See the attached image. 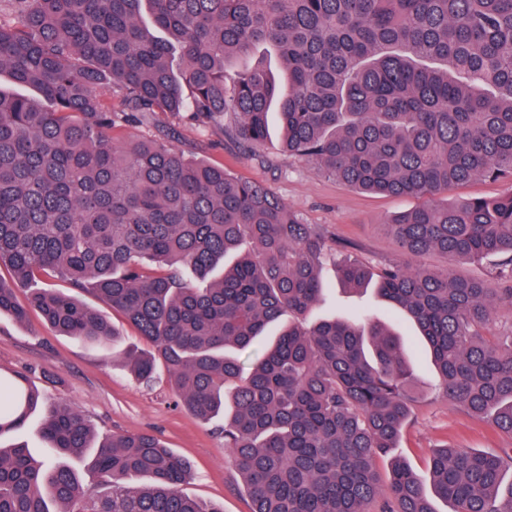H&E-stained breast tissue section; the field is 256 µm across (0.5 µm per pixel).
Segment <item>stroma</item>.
Returning <instances> with one entry per match:
<instances>
[{"label": "stroma", "instance_id": "1", "mask_svg": "<svg viewBox=\"0 0 512 512\" xmlns=\"http://www.w3.org/2000/svg\"><path fill=\"white\" fill-rule=\"evenodd\" d=\"M169 130L176 133V148L224 166L232 175L263 182L305 223L317 225L330 238L351 245L353 256L361 262L379 266L407 260L386 223L419 206L420 198L373 195L330 179L314 162L283 154L275 128L262 147L250 152L225 139L223 121L201 123L183 115L159 112L142 124L116 126L112 139L120 143ZM320 277L326 294L313 312L314 319L363 309L373 312L401 335L415 371L420 397L395 457L378 459L381 473H388L397 457L421 480H428L431 449L447 444L481 451L512 448V435L490 423L474 421L448 403L437 386L431 357L415 326L403 313L379 301L374 291L353 293L343 289L336 279L333 260L324 261ZM0 375L22 377L25 385L41 396L22 433L34 455L42 453L39 428L45 410L68 404L83 414L98 436L151 434L187 458L192 474L182 487L185 494L218 504L224 512H250L249 499L238 491L242 480L228 462L220 435L222 421L205 424L177 406L165 372H158L152 383L140 382L122 357L59 335L33 313L22 322L0 316Z\"/></svg>", "mask_w": 512, "mask_h": 512}]
</instances>
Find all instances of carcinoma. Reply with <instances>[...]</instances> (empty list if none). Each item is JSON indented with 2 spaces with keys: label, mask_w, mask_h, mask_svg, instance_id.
Returning <instances> with one entry per match:
<instances>
[{
  "label": "carcinoma",
  "mask_w": 512,
  "mask_h": 512,
  "mask_svg": "<svg viewBox=\"0 0 512 512\" xmlns=\"http://www.w3.org/2000/svg\"><path fill=\"white\" fill-rule=\"evenodd\" d=\"M260 46L284 62L287 89L246 61ZM232 59L244 63L229 88ZM2 72L40 100L0 92V315L35 312L106 348L116 333L98 311L43 280L111 304L152 347L126 353L134 375L149 383L160 362L183 408L224 420L252 512H436L403 462L386 478L376 468L409 418L412 367L370 312L308 322L332 251L320 227L166 134L114 143L121 122L225 116V136L252 150L276 101L283 152L368 193L427 198L387 224L399 250L496 257L499 287L349 256L338 277L375 282L427 343L448 403L512 435V324L496 328L500 309L512 315V193L435 201L512 179V0H0ZM104 88L123 110L102 106ZM38 404L0 379V437L15 436L0 445V512H224L182 493L190 464L156 437L98 440L69 405L46 410L53 461L36 459L21 432ZM508 470L496 451L429 460L452 512H512ZM511 190L509 181H487L475 179L470 183L448 190V193L439 195L436 199L442 203H448L461 198H495L508 193Z\"/></svg>",
  "instance_id": "obj_1"
}]
</instances>
